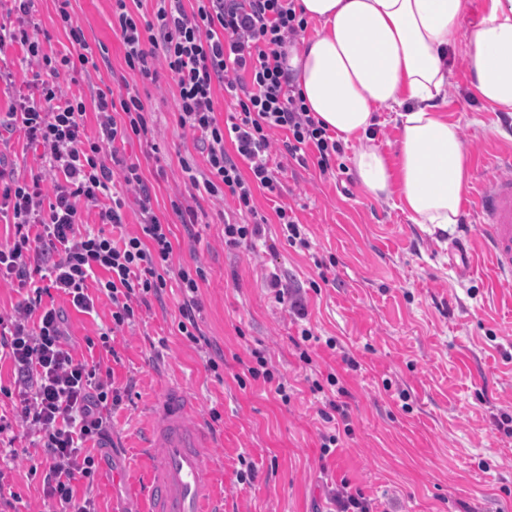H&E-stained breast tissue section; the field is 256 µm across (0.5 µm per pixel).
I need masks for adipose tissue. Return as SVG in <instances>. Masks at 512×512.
Wrapping results in <instances>:
<instances>
[{
    "label": "adipose tissue",
    "mask_w": 512,
    "mask_h": 512,
    "mask_svg": "<svg viewBox=\"0 0 512 512\" xmlns=\"http://www.w3.org/2000/svg\"><path fill=\"white\" fill-rule=\"evenodd\" d=\"M314 36L287 45L286 64L306 105L337 138H361L348 158L363 192L398 198L415 224L458 223L469 156L457 123L439 111L463 49L475 95L512 112V0H485L471 28L468 0H298ZM400 128L395 159L367 141L377 112Z\"/></svg>",
    "instance_id": "obj_1"
}]
</instances>
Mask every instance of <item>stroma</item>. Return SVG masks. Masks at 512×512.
Here are the masks:
<instances>
[{
	"instance_id": "35a3bbf8",
	"label": "stroma",
	"mask_w": 512,
	"mask_h": 512,
	"mask_svg": "<svg viewBox=\"0 0 512 512\" xmlns=\"http://www.w3.org/2000/svg\"><path fill=\"white\" fill-rule=\"evenodd\" d=\"M71 13L91 47H103L98 72L79 87L85 99L96 88L126 81L143 100L153 134L119 145L138 161L155 213L174 233V263L202 267L199 325L210 341L199 348L177 331L178 288L162 301L139 308L106 353L97 339L112 325V302L99 295L91 313L67 308L76 359L111 368L125 389L112 415V445L91 494L97 512H148L142 488L150 463L140 448L151 413L169 379L181 378L197 403L198 420L218 435L214 478L224 512H333L337 485L371 499L375 512H512V283L488 275L480 247L477 196L488 179L512 173L502 159L512 152V115L474 97L466 58L451 52L453 79L442 112L458 123L469 149L470 182L459 224L431 230L412 223L398 199L366 196L347 157L359 140L344 144L328 173L300 166L286 152L273 159L283 168L281 193H255L265 216V240L256 248L227 247L224 215L233 199L192 193L182 159L205 168L196 134L175 116L176 89L164 62L156 82L130 71L112 31V0H71ZM32 21L49 53L71 47L56 0H35ZM182 203L198 214L197 240L172 209ZM293 208L310 242L289 246L275 209ZM463 241L474 266L459 279L448 243ZM297 288L306 316L297 318L275 302L269 272ZM311 327L321 343L302 341ZM335 338L327 348L325 338ZM312 361L303 363L301 351ZM358 363L349 369L343 355ZM223 357L218 371L207 360ZM264 357L273 382L247 369ZM336 374L349 392L351 436L321 450L328 425L310 391L311 380ZM284 382L289 401L275 392ZM17 456L0 459V494L17 512H53L39 475L43 453L36 433L16 429Z\"/></svg>"
}]
</instances>
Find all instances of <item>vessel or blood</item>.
Returning a JSON list of instances; mask_svg holds the SVG:
<instances>
[{"mask_svg":"<svg viewBox=\"0 0 512 512\" xmlns=\"http://www.w3.org/2000/svg\"><path fill=\"white\" fill-rule=\"evenodd\" d=\"M485 252L494 279L512 281V177L486 182L478 197ZM144 434L152 459L145 483L148 512H224L214 482L213 437L195 418L196 404L178 380L166 384Z\"/></svg>","mask_w":512,"mask_h":512,"instance_id":"vessel-or-blood-1","label":"vessel or blood"}]
</instances>
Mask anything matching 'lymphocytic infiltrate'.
Wrapping results in <instances>:
<instances>
[{"label": "lymphocytic infiltrate", "instance_id": "1", "mask_svg": "<svg viewBox=\"0 0 512 512\" xmlns=\"http://www.w3.org/2000/svg\"><path fill=\"white\" fill-rule=\"evenodd\" d=\"M57 2L71 52H45L31 21L33 0H11L16 21L0 26V57L18 46L33 68L31 79L15 89L7 121L0 122V144L23 129L45 162L42 173L27 178L0 163V216L14 228L12 238L0 243V281L27 291L11 314L0 315V354L14 365L19 421L40 436L45 498L58 512H97L92 497L76 495L74 483L94 482L100 460L86 444H110L111 414L122 396L100 365L75 358L66 312L47 297L58 292L69 305L90 312L96 294H104L114 307L113 324L121 327L134 322L138 306L161 299L173 283L182 295L178 331L198 344L205 339L196 318L204 272L174 267L172 230L152 209L139 163L116 149L150 132L140 96L97 90L98 131L91 136L85 131L84 97L63 92V83L90 79L98 63L70 0ZM154 2L147 16L133 12L127 0H113L112 30L122 39L126 65L153 81V60L163 56L177 88L178 123L200 134L207 151L205 170L187 160L182 170L196 191L236 202V217L224 221L225 245L254 244L267 222L257 213L254 191L280 190L269 165L273 132L287 130L282 146L288 155L323 173L343 152L283 68L282 46L305 32L308 21L297 0H194L189 7L184 0ZM218 83L232 102L222 124L214 109ZM118 182L124 192L115 191ZM128 190L137 195L141 231L116 238L104 227L122 226ZM90 207L98 210L101 230L80 228L82 212Z\"/></svg>", "mask_w": 512, "mask_h": 512}]
</instances>
